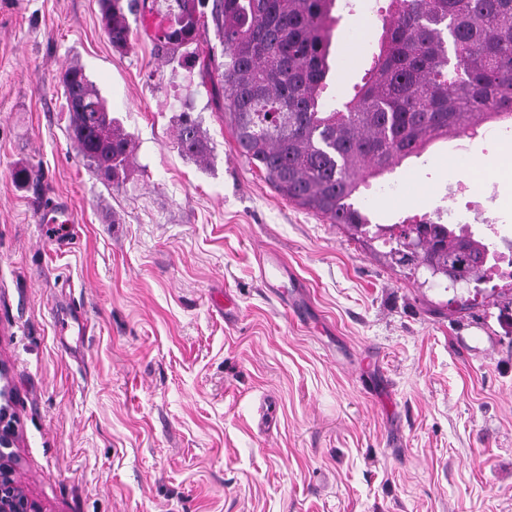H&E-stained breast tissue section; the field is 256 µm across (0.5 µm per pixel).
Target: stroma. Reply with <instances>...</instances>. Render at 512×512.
I'll return each mask as SVG.
<instances>
[{
    "label": "stroma",
    "mask_w": 512,
    "mask_h": 512,
    "mask_svg": "<svg viewBox=\"0 0 512 512\" xmlns=\"http://www.w3.org/2000/svg\"><path fill=\"white\" fill-rule=\"evenodd\" d=\"M379 0H347L332 93L371 63ZM113 48L100 0H0V362L14 478L42 512H512V282L392 261L388 228L444 208L512 246V169L486 133L364 191L380 232L280 196L211 81L141 6ZM82 67L135 142L128 180L78 156L58 76ZM191 113L209 148L178 147ZM28 171L25 182L13 172ZM476 184L480 206L457 187ZM72 224H42L52 203ZM288 276L262 279L263 255Z\"/></svg>",
    "instance_id": "1"
}]
</instances>
